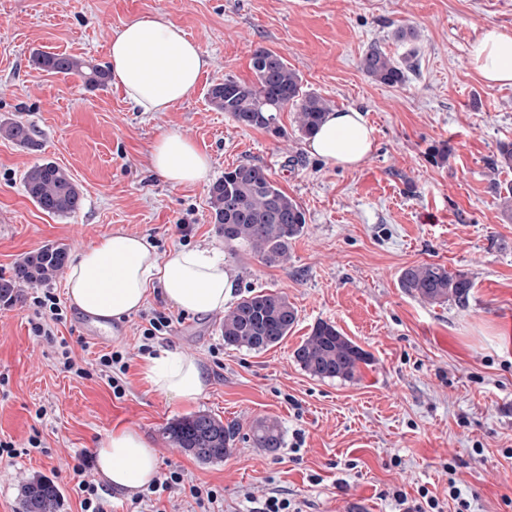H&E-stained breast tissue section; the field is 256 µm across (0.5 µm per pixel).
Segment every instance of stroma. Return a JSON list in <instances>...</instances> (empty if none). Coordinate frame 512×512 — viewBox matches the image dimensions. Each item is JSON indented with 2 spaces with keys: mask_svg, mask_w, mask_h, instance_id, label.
Listing matches in <instances>:
<instances>
[{
  "mask_svg": "<svg viewBox=\"0 0 512 512\" xmlns=\"http://www.w3.org/2000/svg\"><path fill=\"white\" fill-rule=\"evenodd\" d=\"M147 16L180 25L211 60L195 92L168 111H134L115 84L90 90L78 76L30 62L39 50L106 64L113 32ZM493 24L512 28V0H314L309 8L299 0H0V121L38 132L33 147L0 138V276L45 245H65L74 257L121 229L163 255L219 248L233 299L272 290L298 312L280 344L254 352L225 346L222 314L187 315L158 294L101 344L86 339L70 306L54 334L87 369L80 378L61 371L52 344L32 335L34 289L0 303V440L22 448L36 435L42 445L0 459V512H16L21 485L36 475L58 486L59 512H80L73 467L116 425L152 439L160 472L175 467L186 483L223 490L224 512H252L275 493L306 512H396L393 491L414 499L421 487L454 512L452 478L471 512H512V221L499 199L512 169L494 165L500 145L512 143V86H487L467 60L469 44ZM403 26L415 40L395 39ZM374 45L406 68L404 83L385 85L361 70ZM259 47L283 57L304 92L363 112L375 142L359 167L310 155L293 108L279 112L278 137L210 107L211 84L253 80ZM170 129L210 154L209 181L257 164L302 206L306 228L289 243L287 264L265 265L225 243L207 183L173 188L150 170L151 145ZM45 160L79 185L77 213H44L25 194V171ZM421 262L467 273L474 288L466 306L406 294L399 273ZM147 312L171 327L143 353ZM320 321L368 353L355 380H321L297 363L296 349ZM174 349L208 375L194 404L153 390L140 373L147 356ZM116 350L129 363L120 399L98 366ZM198 412L238 429L221 462L199 463L165 432ZM260 417L282 426L277 453L249 439Z\"/></svg>",
  "mask_w": 512,
  "mask_h": 512,
  "instance_id": "35a3bbf8",
  "label": "stroma"
}]
</instances>
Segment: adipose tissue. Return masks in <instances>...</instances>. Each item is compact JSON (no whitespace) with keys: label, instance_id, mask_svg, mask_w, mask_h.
<instances>
[{"label":"adipose tissue","instance_id":"adipose-tissue-1","mask_svg":"<svg viewBox=\"0 0 512 512\" xmlns=\"http://www.w3.org/2000/svg\"><path fill=\"white\" fill-rule=\"evenodd\" d=\"M468 61L488 86L512 84V29L492 25L469 47ZM211 65L200 46L178 24L143 17L112 34L108 69L126 101L139 112H164L191 95ZM375 130L353 108L328 112L309 151L325 163L359 166L369 156ZM149 163L169 185L205 181L209 154L177 130L154 141ZM71 305L92 318L119 321L139 311L152 289L175 309L195 316L223 311L234 283L223 253L213 247H181L159 254L143 236L115 230L83 250L64 272ZM142 375L153 388L185 404L196 403L207 388L206 374L192 357L165 351L146 360ZM96 465L107 484L131 495L159 472L153 442L130 427H116L99 441Z\"/></svg>","mask_w":512,"mask_h":512}]
</instances>
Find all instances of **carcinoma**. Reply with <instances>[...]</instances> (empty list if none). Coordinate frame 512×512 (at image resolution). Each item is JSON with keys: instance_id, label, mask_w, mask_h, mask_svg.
<instances>
[{"instance_id": "1", "label": "carcinoma", "mask_w": 512, "mask_h": 512, "mask_svg": "<svg viewBox=\"0 0 512 512\" xmlns=\"http://www.w3.org/2000/svg\"><path fill=\"white\" fill-rule=\"evenodd\" d=\"M32 63L49 73L76 75L88 88L103 87L109 78L106 69L83 57L37 51L32 55ZM251 65L254 80L224 78L208 88L209 104L241 126L265 129L276 136L281 134L278 112L292 106L297 131L303 137L312 136L331 111L328 101L303 92L299 74L280 55L266 48L255 49ZM360 65L367 76L382 84L397 85L406 80L405 68L377 46L363 55ZM35 136V128L21 121L0 123V138L34 145ZM23 188L49 215L74 214L83 202L72 176L51 161L30 167L23 176ZM208 196L211 219L224 242L248 247L268 266L288 261L289 241L305 230V212L278 187L264 167L241 164L224 171V176L209 186ZM68 259V250L62 245L45 246L27 254L15 264L9 277H0V302H12L23 286L51 282L63 271ZM399 286L430 305L450 301L464 305L473 281L442 264L424 262L403 268ZM297 317L296 308L286 296L273 291L251 292L224 312V345L266 351L288 336ZM295 358L313 377L351 381L359 365L368 360V354L334 324L320 321L296 349ZM166 433L175 447L198 462L209 464L224 460L235 440L236 428L209 413L198 412L170 422ZM250 438L254 447L270 453L283 447L281 424L274 417L256 420L251 425ZM59 499L58 488L36 476L20 488L19 512H55Z\"/></svg>"}]
</instances>
